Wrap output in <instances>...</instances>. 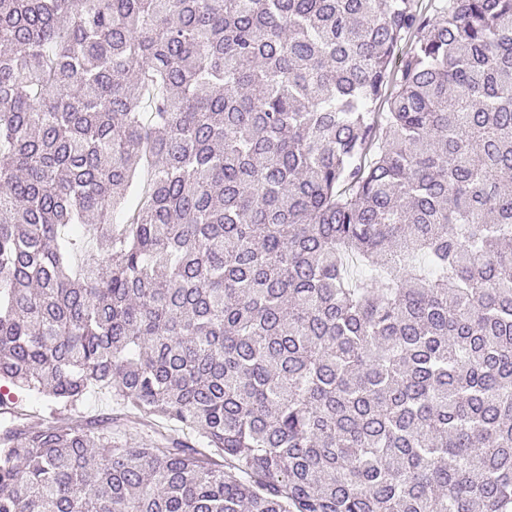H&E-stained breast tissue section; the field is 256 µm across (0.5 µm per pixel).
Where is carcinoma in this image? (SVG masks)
Masks as SVG:
<instances>
[{
  "instance_id": "obj_1",
  "label": "carcinoma",
  "mask_w": 512,
  "mask_h": 512,
  "mask_svg": "<svg viewBox=\"0 0 512 512\" xmlns=\"http://www.w3.org/2000/svg\"><path fill=\"white\" fill-rule=\"evenodd\" d=\"M511 183L512 0H0V382L204 443L0 512H512Z\"/></svg>"
}]
</instances>
